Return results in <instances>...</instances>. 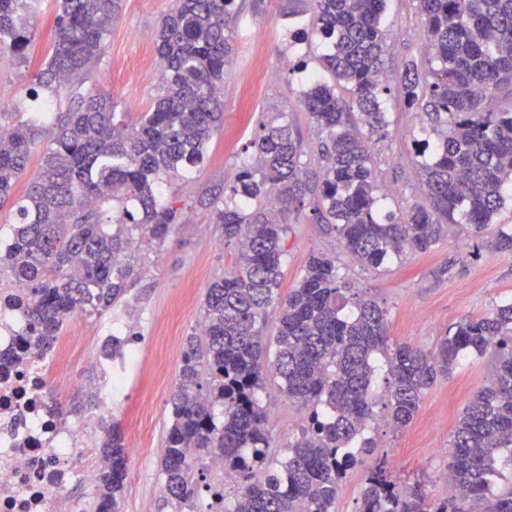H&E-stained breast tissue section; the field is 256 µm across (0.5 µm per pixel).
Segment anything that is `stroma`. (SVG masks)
I'll use <instances>...</instances> for the list:
<instances>
[{"mask_svg": "<svg viewBox=\"0 0 512 512\" xmlns=\"http://www.w3.org/2000/svg\"><path fill=\"white\" fill-rule=\"evenodd\" d=\"M174 0H120L118 20L108 36L102 60L90 65L82 93L109 92L130 119L148 110L159 88V72L153 65L155 32L160 18ZM235 26L236 59L224 84V126L207 147L200 171L167 178L159 184V197L175 202L184 222L159 247L138 244L129 261L142 275L126 302L99 314L76 310L75 323L84 340L73 374L75 384L58 394V401L74 414L95 415L100 408L97 393L87 381L98 378L101 336L106 326H133L140 335L136 348L147 368L130 365L124 392L112 403V418L131 438L141 430L143 440L128 447L130 478L121 502L122 512H172L161 494L162 447L172 416L171 399L186 336L197 328L206 289L237 251L225 242L213 222V201L224 196L241 162L242 150L263 121L285 113L288 123L307 146H315L318 130L298 103L304 75L282 64L288 53L290 29L281 14V0H238ZM60 0H32L35 12L29 62L14 63L0 53V87L13 92V102L0 107V125L26 120L42 102H50L51 118L68 107V92L52 96L35 86L34 75L42 67L55 40L54 19ZM384 24L391 33L386 61L388 81H395L406 56H419L423 27L416 0H386ZM261 70L275 72L274 80H257ZM390 134L374 146L377 178L387 188L388 211L399 213L422 200L424 188L415 173L413 131L418 117L405 111L396 96H389ZM493 229L477 234L469 225H451L447 236L430 252H405L385 269L374 270L345 262L344 271L356 287L374 298L386 313L391 342L411 343L432 350L439 336L467 317H481L494 306L512 300V252L495 249L492 240L498 226L512 228V203L494 216ZM282 290L293 288L310 251L336 256L344 251L337 234L313 220L310 211L292 214L285 243ZM496 358L494 350L464 357L454 372L439 378L425 393L412 424L395 433L389 428L383 406H375L369 423L376 446L362 456L344 480L334 512H357V499L367 474L386 459L398 482H420L427 499L445 497L439 477L448 468L446 448L452 431L471 397L485 386ZM269 412V430L279 448L294 440L306 415L305 409L288 402L274 377H267L258 394Z\"/></svg>", "mask_w": 512, "mask_h": 512, "instance_id": "35a3bbf8", "label": "stroma"}]
</instances>
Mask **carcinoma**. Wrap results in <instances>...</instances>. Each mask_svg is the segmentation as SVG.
<instances>
[{
    "label": "carcinoma",
    "instance_id": "carcinoma-1",
    "mask_svg": "<svg viewBox=\"0 0 512 512\" xmlns=\"http://www.w3.org/2000/svg\"><path fill=\"white\" fill-rule=\"evenodd\" d=\"M426 31L422 54L403 62L390 86L385 56L390 32L385 0H285L296 19L313 6L311 30L290 32L299 54L316 34L326 51L315 58L300 105L322 133L312 181L304 145L288 123H261L246 147L215 223L238 251L207 289L200 326L186 339L172 420L162 453L163 498L182 512L210 493L209 512H332L341 483L362 453L376 447L368 423L376 401L372 356L386 357L388 425L406 429L421 398L460 358L497 351L489 381L467 404L450 441L451 493L428 502L400 487L386 461L367 475L357 512H512V303L464 318L424 351L388 346L385 312L339 271L336 256L309 253L299 283L286 296L280 277L288 215L305 204L337 232L356 264L379 269L407 250L425 253L463 222L480 233L506 203L512 185V0H416ZM237 0H175L156 32L160 91L129 124L112 96L80 97L52 130L31 120L0 127V203L8 200L35 142L49 138L38 176L16 199L20 222L0 249V275L17 285L0 305L26 320L41 347L54 344L65 315L106 312L125 298L139 270L125 257L132 232L163 244L183 221L182 209L158 199L161 175L204 162L224 116V80L234 56ZM119 0H62L55 42L38 86L59 93L79 85L105 51ZM33 18L28 0H0V51L29 59ZM418 115L414 140L423 201L384 214L372 143L386 137L383 107L391 92ZM117 209L109 217L106 208ZM275 316L274 359L265 330ZM292 403L308 410L285 454L275 447L268 413L257 399L267 373ZM103 468L94 512H121L128 450L114 422L99 443ZM224 458L243 481L231 497L202 484L203 461Z\"/></svg>",
    "mask_w": 512,
    "mask_h": 512
}]
</instances>
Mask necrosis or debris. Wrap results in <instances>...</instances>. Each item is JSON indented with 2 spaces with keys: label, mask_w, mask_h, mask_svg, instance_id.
Segmentation results:
<instances>
[{
  "label": "necrosis or debris",
  "mask_w": 512,
  "mask_h": 512,
  "mask_svg": "<svg viewBox=\"0 0 512 512\" xmlns=\"http://www.w3.org/2000/svg\"><path fill=\"white\" fill-rule=\"evenodd\" d=\"M82 343L78 330L39 351L26 322L0 307V512H88L75 487L91 489L99 467L88 441L108 418L112 397L138 357L127 331L104 336V373L96 384L101 409L93 417L62 413L50 396L51 376L65 377Z\"/></svg>",
  "instance_id": "4bbe7bcc"
}]
</instances>
